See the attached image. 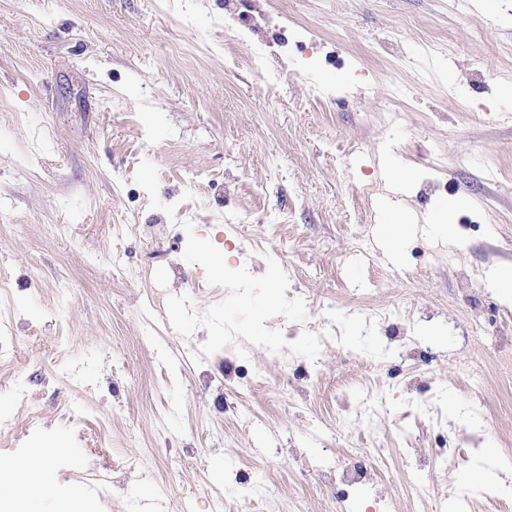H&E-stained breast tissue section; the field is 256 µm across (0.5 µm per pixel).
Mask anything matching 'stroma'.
<instances>
[{
    "mask_svg": "<svg viewBox=\"0 0 512 512\" xmlns=\"http://www.w3.org/2000/svg\"><path fill=\"white\" fill-rule=\"evenodd\" d=\"M0 0V502L75 512L86 441L122 463L165 448L155 480L116 472L108 512L223 489L248 469L298 512H331L309 465L385 462L395 512L419 487L486 486L512 448V0ZM264 51V71L251 56ZM332 91L312 97L309 80ZM402 185L388 186L392 166ZM447 217L393 254L379 228ZM237 217L228 226L225 214ZM224 255V273L209 258ZM142 271L122 281L119 268ZM307 297L287 306L283 287ZM335 300L338 340L284 371L276 334ZM393 310L365 326L372 304ZM265 389L221 390L224 349ZM473 363L478 389L460 380ZM353 390L340 389L341 381ZM367 413L347 414L357 398ZM81 402L83 440L62 424ZM485 439L474 460L420 451ZM277 441L280 455L250 451ZM38 448L61 457L35 456ZM40 486L24 491V469ZM19 354L15 336L9 322L0 321V362L10 363L17 359Z\"/></svg>",
    "mask_w": 512,
    "mask_h": 512,
    "instance_id": "1",
    "label": "stroma"
}]
</instances>
